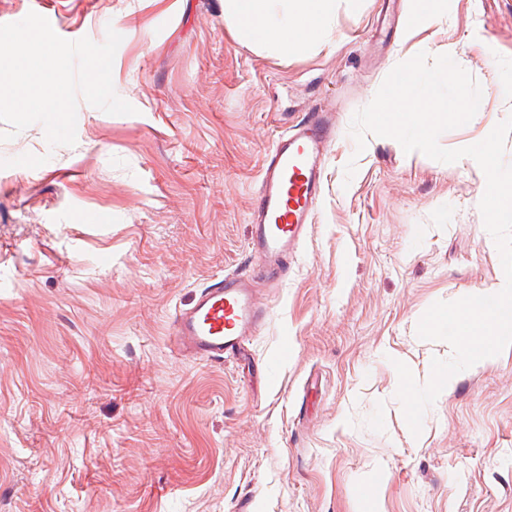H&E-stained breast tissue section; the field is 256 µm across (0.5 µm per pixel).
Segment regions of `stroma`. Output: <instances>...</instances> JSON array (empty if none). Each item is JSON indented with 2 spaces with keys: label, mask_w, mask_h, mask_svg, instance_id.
<instances>
[{
  "label": "stroma",
  "mask_w": 512,
  "mask_h": 512,
  "mask_svg": "<svg viewBox=\"0 0 512 512\" xmlns=\"http://www.w3.org/2000/svg\"><path fill=\"white\" fill-rule=\"evenodd\" d=\"M413 4L336 0L329 44L282 57L235 40L224 0H55L58 36L121 35L136 112L82 100L74 145L39 123L0 142V512H512V351L417 436L392 367L427 382L453 350L421 316L503 276L485 175L350 134L423 51L482 89L440 145L483 140L512 114V0H442L430 25ZM315 110L335 123L323 193L267 322L231 362L172 353L176 309L252 273L265 154Z\"/></svg>",
  "instance_id": "stroma-1"
}]
</instances>
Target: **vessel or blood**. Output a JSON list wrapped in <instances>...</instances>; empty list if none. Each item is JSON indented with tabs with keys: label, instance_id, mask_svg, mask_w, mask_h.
<instances>
[{
	"label": "vessel or blood",
	"instance_id": "obj_1",
	"mask_svg": "<svg viewBox=\"0 0 512 512\" xmlns=\"http://www.w3.org/2000/svg\"><path fill=\"white\" fill-rule=\"evenodd\" d=\"M334 138L329 113L314 112L278 136L262 164L250 209L251 275L227 274L202 286L172 320L178 353L206 362L240 356L265 324L260 285L275 286L312 224Z\"/></svg>",
	"mask_w": 512,
	"mask_h": 512
}]
</instances>
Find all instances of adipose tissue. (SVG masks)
<instances>
[{"label":"adipose tissue","mask_w":512,"mask_h":512,"mask_svg":"<svg viewBox=\"0 0 512 512\" xmlns=\"http://www.w3.org/2000/svg\"><path fill=\"white\" fill-rule=\"evenodd\" d=\"M336 0H224L235 38L280 54H301L327 44Z\"/></svg>","instance_id":"obj_1"}]
</instances>
